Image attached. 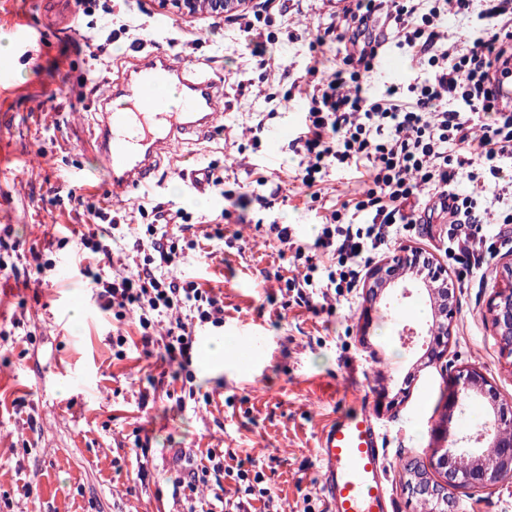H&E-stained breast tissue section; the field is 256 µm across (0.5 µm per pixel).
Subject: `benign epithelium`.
Returning <instances> with one entry per match:
<instances>
[{
	"instance_id": "1",
	"label": "benign epithelium",
	"mask_w": 512,
	"mask_h": 512,
	"mask_svg": "<svg viewBox=\"0 0 512 512\" xmlns=\"http://www.w3.org/2000/svg\"><path fill=\"white\" fill-rule=\"evenodd\" d=\"M184 13L195 14L199 8L214 16H228L245 8L250 0H172ZM412 264V255L404 250L391 260L374 266L369 272L370 293L372 299H378L388 288H401V295L410 293V285L400 283V279L409 277L418 288L429 293L431 304L437 312V318L430 328V349L425 355V365L431 366L441 361L446 353L449 326L456 314L454 298L448 294V279L442 277L433 282L420 273L408 274ZM488 314L495 330L501 349L512 350V289L499 287L492 297ZM480 397L490 410L477 437L463 436L448 442V427L438 430L437 440L440 446L433 449L430 467L441 473L442 479L436 484L421 477L412 479L410 493L418 497L436 499L441 512H455V500L450 490L463 487L474 492L491 489L512 475V402L500 397L497 388L487 376L475 366H458L448 374V417L461 407L463 401L471 395ZM467 455L472 467L461 474L449 466L453 457Z\"/></svg>"
}]
</instances>
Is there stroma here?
I'll list each match as a JSON object with an SVG mask.
<instances>
[{
    "label": "stroma",
    "instance_id": "obj_1",
    "mask_svg": "<svg viewBox=\"0 0 512 512\" xmlns=\"http://www.w3.org/2000/svg\"><path fill=\"white\" fill-rule=\"evenodd\" d=\"M142 25L121 35L112 62L94 74L70 23L82 0H0V226H10L16 271L0 276V512H199L201 493L174 492L182 465L207 449L232 468H257L279 512H324L318 439L338 414L364 405L387 453L394 512H418L404 492V465L428 461L443 421L448 369L480 368L512 400V356L502 354L486 305L512 250H496L483 273L460 279L437 251L439 223L421 224L396 247L431 251L455 285L457 314L443 362L423 363L432 324L427 294L392 296L354 307L330 299L317 310L289 303L290 254L269 235L291 224L308 238L360 186L353 170H329L318 198L296 177L291 148L303 121L312 60L334 68L345 52L329 41L332 0H274L258 25L268 35L266 68L238 27L218 29L209 14L176 15L160 0H137ZM177 19L188 42L168 47L160 16ZM169 53L214 77L224 124L161 159L158 187L114 195L97 158L88 116L97 86L124 77L137 54ZM222 184L199 193L185 179L196 160ZM91 166L93 182L73 173ZM74 201H67L68 192ZM252 200L240 207L238 197ZM165 203L191 214L196 252L183 276L224 299V325L196 327L189 362L145 355L135 323L114 328L86 287L76 258L88 206H118L127 236L139 231V205ZM52 260L50 281L37 258ZM125 336L115 346V335ZM228 353L215 369L202 358L210 341ZM457 512H512V479L487 493L454 490Z\"/></svg>",
    "mask_w": 512,
    "mask_h": 512
}]
</instances>
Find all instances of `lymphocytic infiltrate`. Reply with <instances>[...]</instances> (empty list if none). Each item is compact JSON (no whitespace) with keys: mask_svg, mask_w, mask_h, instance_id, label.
I'll return each mask as SVG.
<instances>
[{"mask_svg":"<svg viewBox=\"0 0 512 512\" xmlns=\"http://www.w3.org/2000/svg\"><path fill=\"white\" fill-rule=\"evenodd\" d=\"M111 18L106 0H84L73 20L91 57L112 43ZM381 23L397 48L411 52L416 70L371 98L362 81L382 48ZM332 30L347 51L329 74L310 69L318 81L292 145L298 175L311 189L329 168L355 167L366 181L331 211L313 242L290 225H270L296 271L286 281L289 298L309 308L319 298L352 301L374 257L436 214L448 226L449 260L462 274L480 271L497 239L512 232V102L501 96L502 85L512 83V0H348ZM462 182L472 191H458ZM151 212L133 243L143 261L112 276L95 273L88 286L116 321L137 315L145 354L160 345L170 359L185 361L193 327H223L224 301L173 273L197 246L186 235L189 214L167 215L160 202ZM89 214L96 228L82 234L80 249L111 263L112 246L97 227L118 229L126 214L108 207ZM234 481L236 498L212 494L204 512L270 504L262 472L240 468Z\"/></svg>","mask_w":512,"mask_h":512,"instance_id":"1","label":"lymphocytic infiltrate"}]
</instances>
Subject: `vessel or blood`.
<instances>
[{
	"label": "vessel or blood",
	"instance_id": "vessel-or-blood-1",
	"mask_svg": "<svg viewBox=\"0 0 512 512\" xmlns=\"http://www.w3.org/2000/svg\"><path fill=\"white\" fill-rule=\"evenodd\" d=\"M159 85L173 87L177 103L153 94ZM217 89L214 78L187 70L164 53L143 57L113 82L91 122L111 188H152L163 153L186 135L205 137L222 120L215 105ZM318 455L326 512H392L380 436L368 408L350 410L328 423L319 437Z\"/></svg>",
	"mask_w": 512,
	"mask_h": 512
}]
</instances>
